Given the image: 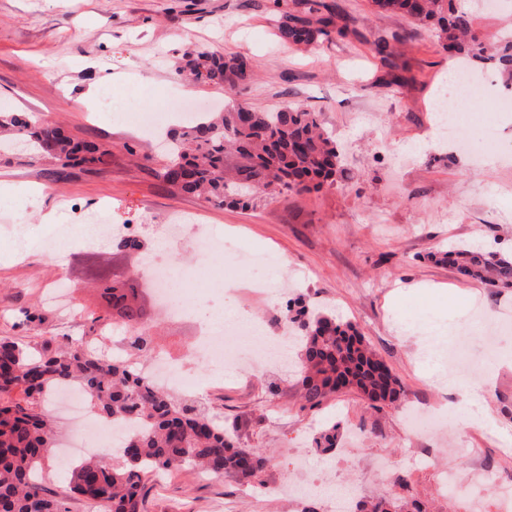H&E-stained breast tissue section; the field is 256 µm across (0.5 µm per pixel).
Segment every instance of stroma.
Returning a JSON list of instances; mask_svg holds the SVG:
<instances>
[{
    "label": "stroma",
    "mask_w": 512,
    "mask_h": 512,
    "mask_svg": "<svg viewBox=\"0 0 512 512\" xmlns=\"http://www.w3.org/2000/svg\"><path fill=\"white\" fill-rule=\"evenodd\" d=\"M336 2L367 35L414 31L413 39L391 46L397 80L354 40L333 37L308 48L281 43L272 0H0V112L26 113L108 151L94 169L63 168L19 138L0 137V180L18 188L0 206V337L89 335L90 319L103 307L94 269L131 273L160 357L202 381L186 397L234 431L241 446L272 458L260 482L247 486L191 468L170 470L164 481L147 484L143 512H328L330 489L347 483L357 485L365 503L384 497L421 512H466L481 493L467 474L481 465L512 471V435L502 432L512 424V332L501 336L497 357L482 371L495 423L457 424L426 462L424 439L402 416L406 403L433 410L466 401L449 387L448 367H419L421 335L454 343L476 306L487 317L512 316V288L463 279L434 258L458 242L512 251V204L486 195L492 187L512 190V113L472 133L476 153L497 152V165L439 145L432 100L453 63L449 53L409 19L375 16L369 0ZM200 47L247 56L257 67L255 81L230 93L186 79L180 62ZM106 77L119 109L167 113L170 129L190 106H308L341 147L344 179L317 192H284L254 209L179 192L157 176L166 156L154 133L90 100ZM395 153L403 155L404 170L394 168ZM52 210L57 223H43ZM175 218L189 226L177 242L161 232ZM84 220L130 231L140 246L92 247L73 238L57 250L58 224ZM202 232L256 258L233 274V292L220 285L197 291L194 306L216 311L229 298L273 325L301 307L333 314L354 325L400 379L403 403L375 408L346 390L309 409L291 369L215 374L196 352L198 318L161 310L143 277L153 259L194 263L193 241ZM60 285L74 303L66 317L43 301ZM33 312L42 323L27 322ZM329 424L336 450L324 455L314 439ZM357 431L365 443L347 453ZM470 448L481 449L480 458L468 457ZM383 458L391 464L385 478L375 472ZM301 459L309 477L326 480V487L296 501L272 497L271 487L297 476ZM449 471L465 478L453 497L443 485Z\"/></svg>",
    "instance_id": "obj_1"
}]
</instances>
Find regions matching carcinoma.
I'll return each instance as SVG.
<instances>
[{
  "mask_svg": "<svg viewBox=\"0 0 512 512\" xmlns=\"http://www.w3.org/2000/svg\"><path fill=\"white\" fill-rule=\"evenodd\" d=\"M380 16L402 15L429 27L443 48L478 71L492 64L512 84V35L495 39L473 31L472 14L445 6L447 0H371ZM279 39L310 46L334 35H364L339 5L322 0H278ZM183 69L193 80L236 91L255 73L253 61L199 49ZM0 130L26 137L40 153L65 168L95 165L107 152L89 141L64 134L23 113L0 115ZM169 161L158 173L176 190L204 196L219 205L245 209L259 195L272 199L283 191H318L333 185L341 172L336 139L317 115L302 106L259 111L238 105L226 112L198 116L171 132ZM462 275L492 288H512V257L457 244L438 254ZM121 317L126 330L140 332L147 315L128 302ZM300 345L297 385L312 407L328 396L354 389L372 403L393 404L404 388L386 363L349 323L325 312L293 319ZM60 385L78 387L100 418L136 424L123 444L120 461L88 458L73 466L69 492L60 496L42 484V461L53 453L48 400ZM271 458L244 448L206 414L189 415L171 395L149 386L129 365L103 359L80 341L52 337L30 344L0 338V512H70L80 498L105 512H142L146 481L183 466L201 467L239 482H251Z\"/></svg>",
  "mask_w": 512,
  "mask_h": 512,
  "instance_id": "cac0c4a2",
  "label": "carcinoma"
}]
</instances>
